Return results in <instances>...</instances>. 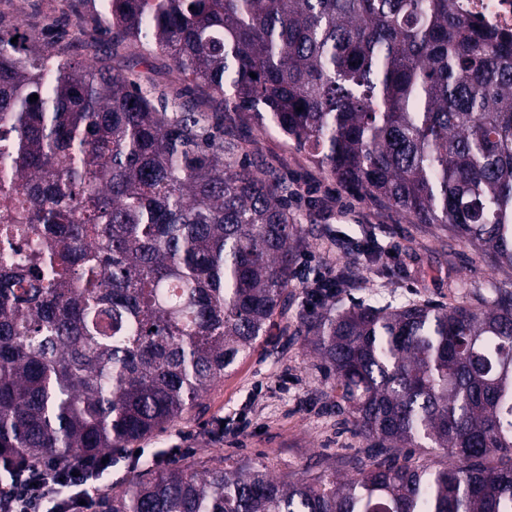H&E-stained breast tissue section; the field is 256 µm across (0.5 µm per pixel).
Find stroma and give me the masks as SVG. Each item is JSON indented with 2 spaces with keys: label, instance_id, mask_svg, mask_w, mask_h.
<instances>
[{
  "label": "stroma",
  "instance_id": "stroma-1",
  "mask_svg": "<svg viewBox=\"0 0 512 512\" xmlns=\"http://www.w3.org/2000/svg\"><path fill=\"white\" fill-rule=\"evenodd\" d=\"M64 9L65 0H0L1 12L33 32L48 18H62ZM112 65L151 71L171 92L206 97L201 89L172 82L163 59L145 64L130 52L114 57ZM255 148L287 180L288 205L299 221L288 324L273 326L252 355L213 386L202 408L140 441V458L113 452L114 462L104 475L113 489H120L135 467L152 464L161 449L168 451L171 465L247 456L290 478L309 467L340 468L344 459L363 450V440L350 425L325 409L330 381L302 337L282 333L296 328L311 306L308 290L318 273L351 269L350 284L335 297L346 306L360 301L446 304L460 282L487 296L512 285L511 271L493 267L448 227L414 223L394 208L350 194L280 134L257 133ZM365 237L381 248L372 265L351 245Z\"/></svg>",
  "mask_w": 512,
  "mask_h": 512
}]
</instances>
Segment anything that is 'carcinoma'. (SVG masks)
Wrapping results in <instances>:
<instances>
[{
  "instance_id": "obj_1",
  "label": "carcinoma",
  "mask_w": 512,
  "mask_h": 512,
  "mask_svg": "<svg viewBox=\"0 0 512 512\" xmlns=\"http://www.w3.org/2000/svg\"><path fill=\"white\" fill-rule=\"evenodd\" d=\"M457 2L71 0L112 49L218 97L212 116L106 50L13 44L0 14V242L36 243L0 264V456L148 438L286 316L288 184L235 168L244 129L511 271L512 35ZM296 334L367 442L351 475L152 464L106 512H512V291L324 308Z\"/></svg>"
}]
</instances>
